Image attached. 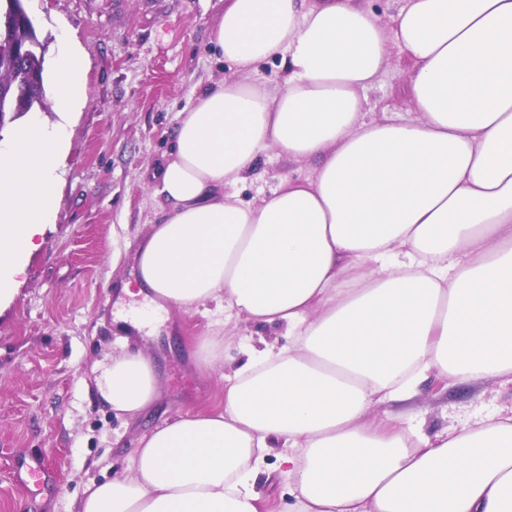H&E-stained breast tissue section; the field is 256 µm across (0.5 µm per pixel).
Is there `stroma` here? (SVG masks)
I'll list each match as a JSON object with an SVG mask.
<instances>
[{"label": "stroma", "mask_w": 512, "mask_h": 512, "mask_svg": "<svg viewBox=\"0 0 512 512\" xmlns=\"http://www.w3.org/2000/svg\"><path fill=\"white\" fill-rule=\"evenodd\" d=\"M54 63L57 36L67 29L83 48L86 102L70 128L65 172L54 222L27 260L12 300L0 309V512H75L90 481L127 471L141 438L179 416L216 414L224 408V378L244 350L258 341L279 349L294 337L277 325L244 320L229 324L220 346L223 363L207 364L199 352L214 338L211 307L160 311L163 329L179 341L169 353L164 339L144 331L132 345L161 362V395L150 413L131 419L100 398L90 370L119 351L116 307L142 310L141 298L123 294L135 275V235L165 216L153 197V174L170 155L177 114L202 87L232 77L219 62L212 37L224 0H23ZM411 66L392 49L387 76L368 91L373 114L402 112L403 75ZM261 179L235 186L256 202L282 176L308 167L268 151ZM418 430L434 435L490 415L512 416V383L481 378L460 386L425 380L402 406ZM44 470L39 486L16 483L32 463ZM270 479L261 512H288L292 484L271 450L262 465Z\"/></svg>", "instance_id": "35a3bbf8"}]
</instances>
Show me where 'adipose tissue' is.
I'll return each instance as SVG.
<instances>
[{
    "label": "adipose tissue",
    "instance_id": "1",
    "mask_svg": "<svg viewBox=\"0 0 512 512\" xmlns=\"http://www.w3.org/2000/svg\"><path fill=\"white\" fill-rule=\"evenodd\" d=\"M213 47L234 75L177 116L156 176L169 212L136 241L139 293L186 312L214 301L296 342L251 350L222 412L145 435L77 512H259L277 446L292 512H512V417L433 438L365 421L434 370L512 381V0H402L389 26L358 0H224ZM394 47L413 62L407 112L365 120ZM271 58L283 81H252ZM86 67L62 34L60 122L31 112L0 136V302L53 219ZM272 149L308 176L244 201L233 186ZM95 385L135 418L156 365L123 351Z\"/></svg>",
    "mask_w": 512,
    "mask_h": 512
}]
</instances>
